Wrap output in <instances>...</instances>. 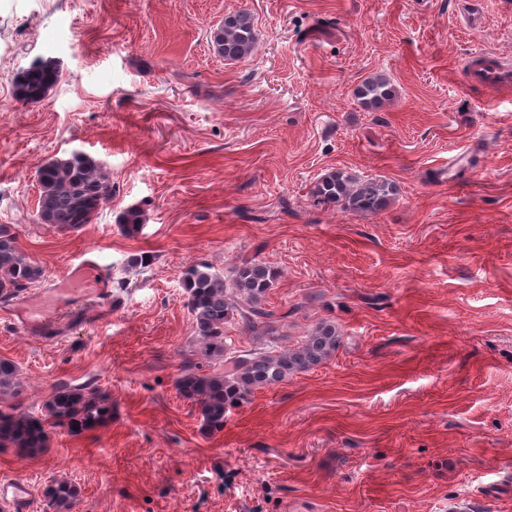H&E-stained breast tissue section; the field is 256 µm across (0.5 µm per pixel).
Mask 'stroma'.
I'll list each match as a JSON object with an SVG mask.
<instances>
[{"label": "stroma", "instance_id": "1", "mask_svg": "<svg viewBox=\"0 0 512 512\" xmlns=\"http://www.w3.org/2000/svg\"><path fill=\"white\" fill-rule=\"evenodd\" d=\"M245 9L257 44L214 54L210 30ZM0 0V224L68 285L82 254L126 277L111 317L74 292L44 333L0 304V356L24 406L55 385L94 384L112 419L47 453L0 450V477L31 489L64 476L76 512H512V91L465 87L484 46L512 57V0ZM61 81L38 103L13 79L35 58ZM390 78L377 108L354 91ZM103 161L112 199L81 231L36 216L38 162ZM382 176L399 195L374 215L314 205L327 171ZM146 221L125 236L120 213ZM151 255L127 269L134 254ZM280 272L266 304L281 346L318 322L341 343L326 363L257 390L204 431L175 381L204 373L181 288L204 262Z\"/></svg>", "mask_w": 512, "mask_h": 512}]
</instances>
